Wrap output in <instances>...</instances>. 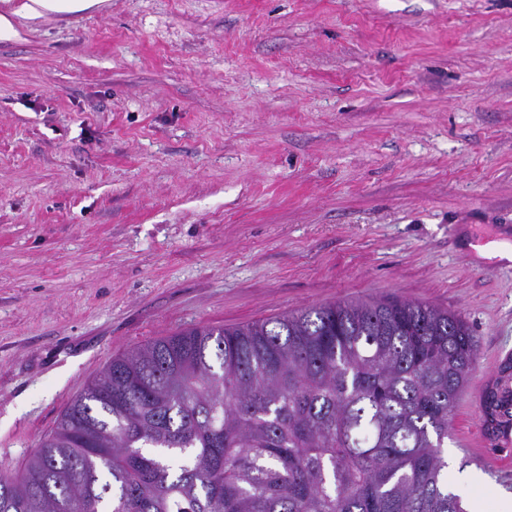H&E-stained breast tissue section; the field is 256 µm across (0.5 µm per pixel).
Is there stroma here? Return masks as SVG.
<instances>
[{
    "instance_id": "1",
    "label": "stroma",
    "mask_w": 512,
    "mask_h": 512,
    "mask_svg": "<svg viewBox=\"0 0 512 512\" xmlns=\"http://www.w3.org/2000/svg\"><path fill=\"white\" fill-rule=\"evenodd\" d=\"M0 39V475L113 356L201 325L395 295L479 358L448 480L512 456V0H102ZM461 240L467 248H471L475 252L477 258L493 260L500 264L512 263V244H509L506 236L484 245L473 244L464 235ZM498 376L486 386L481 397V416L487 437L492 441L508 440L512 431V358L505 360Z\"/></svg>"
}]
</instances>
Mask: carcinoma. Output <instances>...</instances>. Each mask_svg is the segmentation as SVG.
I'll return each instance as SVG.
<instances>
[{
  "label": "carcinoma",
  "instance_id": "carcinoma-1",
  "mask_svg": "<svg viewBox=\"0 0 512 512\" xmlns=\"http://www.w3.org/2000/svg\"><path fill=\"white\" fill-rule=\"evenodd\" d=\"M477 355L462 315L395 296L179 331L112 357L0 476V512H466L448 428Z\"/></svg>",
  "mask_w": 512,
  "mask_h": 512
}]
</instances>
